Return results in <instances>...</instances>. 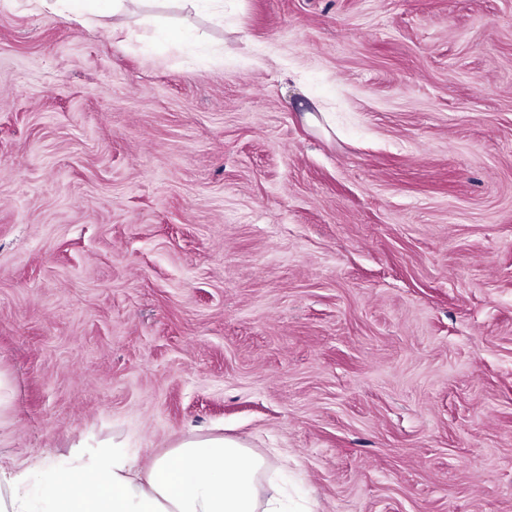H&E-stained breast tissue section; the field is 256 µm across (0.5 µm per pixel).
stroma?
Segmentation results:
<instances>
[{"label":"stroma","instance_id":"obj_1","mask_svg":"<svg viewBox=\"0 0 512 512\" xmlns=\"http://www.w3.org/2000/svg\"><path fill=\"white\" fill-rule=\"evenodd\" d=\"M0 0V469L244 440L290 512H512V0Z\"/></svg>","mask_w":512,"mask_h":512}]
</instances>
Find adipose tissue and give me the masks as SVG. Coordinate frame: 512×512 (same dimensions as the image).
<instances>
[{"mask_svg": "<svg viewBox=\"0 0 512 512\" xmlns=\"http://www.w3.org/2000/svg\"><path fill=\"white\" fill-rule=\"evenodd\" d=\"M267 465L224 436L186 437L146 462L119 442L79 445L64 466L39 456L0 471V512H286L261 495Z\"/></svg>", "mask_w": 512, "mask_h": 512, "instance_id": "adipose-tissue-1", "label": "adipose tissue"}]
</instances>
